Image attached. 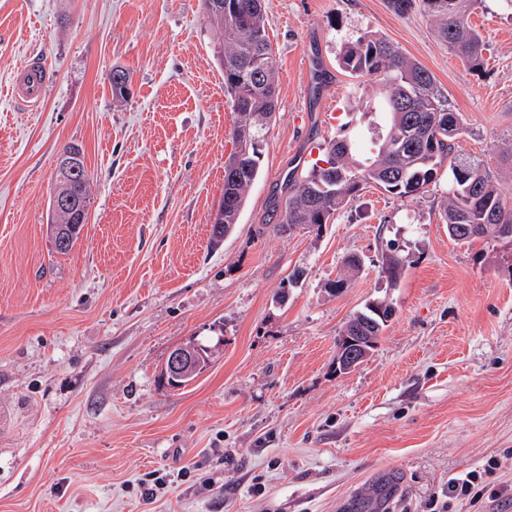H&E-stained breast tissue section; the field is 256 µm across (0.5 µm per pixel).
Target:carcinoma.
Listing matches in <instances>:
<instances>
[{"mask_svg":"<svg viewBox=\"0 0 512 512\" xmlns=\"http://www.w3.org/2000/svg\"><path fill=\"white\" fill-rule=\"evenodd\" d=\"M213 0H204L207 17L218 35L215 54L224 68V93L237 114L235 151L224 170L240 156L247 169L240 179H224V234H229L246 207L260 174V158L276 110L278 69L267 35L264 0H222L223 13L211 12ZM482 0H388L397 14L422 7L437 27L439 37L466 65L484 64V42L472 25V10ZM338 66L358 79L352 98L368 118L359 135H341L328 142L324 168L317 164L287 180L288 197L279 229L302 224L319 229L364 184H375L400 197H415L437 183L448 166V193L441 203L446 224H483L485 228L454 239L471 244L478 239L512 235V196L500 188L493 158L467 157L458 142L465 132L459 113L437 87L432 74L382 37L369 32L344 46ZM362 262L347 258L336 279L326 287L348 284ZM404 260L389 255L382 267L388 278L400 279Z\"/></svg>","mask_w":512,"mask_h":512,"instance_id":"carcinoma-1","label":"carcinoma"}]
</instances>
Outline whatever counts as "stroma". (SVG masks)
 I'll return each mask as SVG.
<instances>
[{
  "mask_svg": "<svg viewBox=\"0 0 512 512\" xmlns=\"http://www.w3.org/2000/svg\"><path fill=\"white\" fill-rule=\"evenodd\" d=\"M278 69L261 175L235 232L210 247L235 144L203 0H0V512H512V240L460 244L447 178L415 199L362 186L320 233H282L289 176L351 120L336 59L383 37L434 76L462 118V153L512 140V12L470 19L471 70L417 9L387 0H265ZM41 58L35 110L12 74ZM125 70L126 98L108 75ZM79 145L89 221L68 254L47 231L57 157ZM404 260L397 283L382 266ZM363 267L324 285L349 256ZM373 300L395 308L371 357L336 374V335ZM217 344L193 382L161 369ZM502 489L446 501L472 470ZM157 473L167 493L140 486ZM213 352L212 347L204 346L196 341H189L174 348L170 351L161 371L163 381L171 387L178 386L183 379L194 374L201 368L197 373L186 379L184 384L179 387L186 386L209 366ZM207 354L210 355L209 358ZM208 359L210 360L207 361ZM205 361H207V363L202 366Z\"/></svg>",
  "mask_w": 512,
  "mask_h": 512,
  "instance_id": "35a3bbf8",
  "label": "stroma"
}]
</instances>
